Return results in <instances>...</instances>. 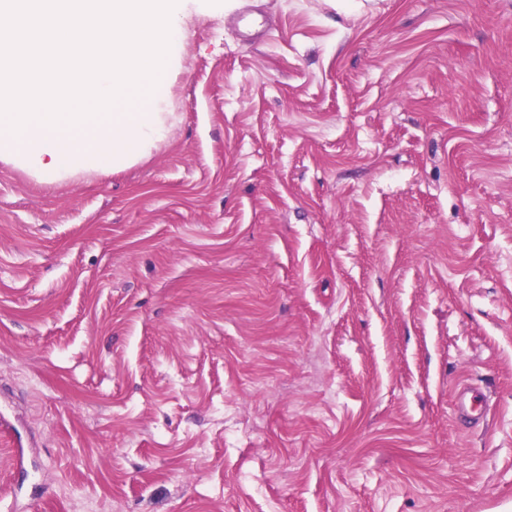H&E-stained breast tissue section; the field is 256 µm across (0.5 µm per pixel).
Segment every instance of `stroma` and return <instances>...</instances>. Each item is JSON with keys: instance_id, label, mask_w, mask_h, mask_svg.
Here are the masks:
<instances>
[{"instance_id": "1", "label": "stroma", "mask_w": 512, "mask_h": 512, "mask_svg": "<svg viewBox=\"0 0 512 512\" xmlns=\"http://www.w3.org/2000/svg\"><path fill=\"white\" fill-rule=\"evenodd\" d=\"M162 79L130 166L0 160V503L512 512V0H185ZM457 410L460 419H479L484 412V397L470 387H462L457 398Z\"/></svg>"}]
</instances>
